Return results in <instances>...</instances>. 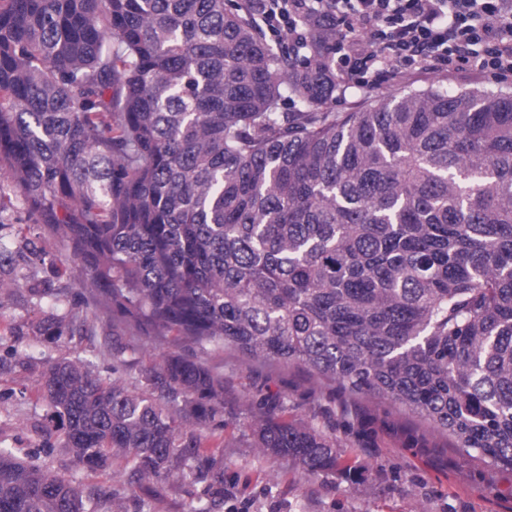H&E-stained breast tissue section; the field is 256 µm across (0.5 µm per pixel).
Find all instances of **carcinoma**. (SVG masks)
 <instances>
[{
    "mask_svg": "<svg viewBox=\"0 0 512 512\" xmlns=\"http://www.w3.org/2000/svg\"><path fill=\"white\" fill-rule=\"evenodd\" d=\"M268 0H0V162L77 281L158 337L302 367L512 468V93L440 86L332 112L333 59ZM293 111H288V106ZM68 311L39 324L60 336ZM47 431L91 470L206 475L224 378L169 352L135 393L43 361ZM261 452L336 441L281 403ZM0 512H121L0 448Z\"/></svg>",
    "mask_w": 512,
    "mask_h": 512,
    "instance_id": "carcinoma-1",
    "label": "carcinoma"
}]
</instances>
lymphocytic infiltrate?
<instances>
[{
    "label": "lymphocytic infiltrate",
    "mask_w": 512,
    "mask_h": 512,
    "mask_svg": "<svg viewBox=\"0 0 512 512\" xmlns=\"http://www.w3.org/2000/svg\"><path fill=\"white\" fill-rule=\"evenodd\" d=\"M305 17L335 28L341 87L357 75L377 83L382 60L474 66L512 81V0H288L289 21Z\"/></svg>",
    "instance_id": "1"
}]
</instances>
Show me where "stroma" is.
Returning <instances> with one entry per match:
<instances>
[{"label":"stroma","mask_w":512,"mask_h":512,"mask_svg":"<svg viewBox=\"0 0 512 512\" xmlns=\"http://www.w3.org/2000/svg\"><path fill=\"white\" fill-rule=\"evenodd\" d=\"M432 84L452 93L512 90V83L497 82L474 67L451 73L427 68L375 86L350 85L329 108L354 112L380 97ZM0 244L13 257L0 265V448L85 490L111 492L123 512H193L201 505L210 512H512V468L458 452L446 435L400 408L369 396H346L300 367L249 363L230 348L202 350L171 336H152L108 310L69 277L70 249L22 202L0 212ZM47 286L61 289L65 309L82 317L53 341L38 331L53 309L33 294ZM116 345L125 358L117 372L112 369ZM171 351L205 361L224 378V412L210 426L217 436L215 465L205 478L162 477L138 488L125 462L90 470L73 461L59 436L45 435L37 362L79 359L93 375L119 374L133 389L141 385L142 369ZM284 399L297 418L335 436L342 468L309 474L292 459L260 453L243 419Z\"/></svg>","instance_id":"35a3bbf8"}]
</instances>
